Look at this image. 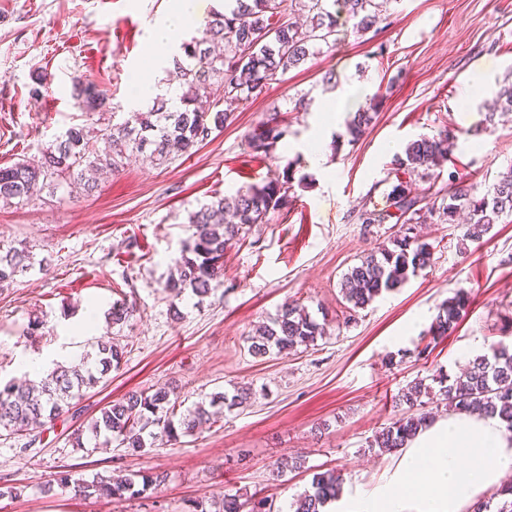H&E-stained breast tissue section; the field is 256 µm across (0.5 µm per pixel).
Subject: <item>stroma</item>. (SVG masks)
<instances>
[{
    "label": "stroma",
    "mask_w": 512,
    "mask_h": 512,
    "mask_svg": "<svg viewBox=\"0 0 512 512\" xmlns=\"http://www.w3.org/2000/svg\"><path fill=\"white\" fill-rule=\"evenodd\" d=\"M174 0H0V167L54 141L70 125L96 128L81 111L73 79L96 83L118 118L132 112V76L162 70L149 48L151 28ZM387 28L355 34L340 21L335 45L289 70L256 99L239 104L233 121L174 163L131 160L91 191H58L19 207L0 204V240L32 246L47 258L44 271L19 276L0 290V379H21L23 358L46 363L79 359L86 343L113 337L124 357L106 381L68 413L47 424L31 451L0 437V486L21 488L0 498V512H190L195 500L227 494L272 500L278 512L309 489L313 472L343 478V497L372 489L398 452L369 450L376 432L401 414L394 397L417 378L460 374L475 356L490 353L512 317V216L482 240L459 250L461 228L438 218L422 225L434 245L431 266L402 288L377 297L344 323L340 280L365 249L388 244L393 221L365 224L367 211L387 206L397 180L415 194L447 188L449 177L488 188L512 164V119L481 125V106L512 74V0H390ZM332 74L334 86L323 82ZM383 103L356 144L343 127H328L336 108L349 119L374 94ZM312 99L298 112L300 95ZM290 134L273 155L247 146L270 112ZM448 128L458 138L438 174L408 178L395 154L423 136ZM320 138L329 164L325 179L301 162L300 148ZM298 175L288 208L254 225L245 242L224 254V284L205 297L171 302L163 284L192 230L190 211L215 195L277 176L289 160ZM472 303L457 331L426 357L425 335L441 303L458 289ZM135 304L130 323L108 327L114 301ZM297 301L325 334L316 346L291 353L250 354V339L281 305ZM100 317L87 323L89 308ZM40 319L39 337L26 336ZM250 386L242 407L182 443L148 448H72L71 433L108 402L131 390L176 389L186 403ZM301 455L304 469L274 478L281 459ZM83 478L136 471L167 473L157 491L123 501L81 498L53 486L61 467Z\"/></svg>",
    "instance_id": "35a3bbf8"
}]
</instances>
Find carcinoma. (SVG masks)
Masks as SVG:
<instances>
[{
	"instance_id": "obj_1",
	"label": "carcinoma",
	"mask_w": 512,
	"mask_h": 512,
	"mask_svg": "<svg viewBox=\"0 0 512 512\" xmlns=\"http://www.w3.org/2000/svg\"><path fill=\"white\" fill-rule=\"evenodd\" d=\"M339 13L353 21L355 32L362 35L382 21L376 0H227L224 11L213 12L206 21L201 37L181 43L183 57L173 56L181 78L180 89L169 98L155 96L146 108L130 113L120 123L107 122V97L96 84L75 80L78 106L98 113L99 119L105 121L101 132L108 147L103 152L97 150L85 126H70L51 144L37 148L33 157L0 167V200L29 205L45 191L53 195L65 185L85 180L88 172L100 176L115 173L132 155L158 166L172 163L208 143L214 131L231 121L241 102L258 98L289 70L320 54L323 48H331ZM379 103L380 100L371 99L368 107L358 108L346 122L343 137L348 143L358 142L366 133ZM498 111L512 112V84L501 86L483 123L494 124ZM286 137L288 123L273 116L249 136L247 145L253 152L267 156ZM455 141L456 136L445 128L407 144L403 154L395 155L394 164L409 174L428 176L448 160ZM296 165L297 161H290L282 175L230 198L215 196L189 213L191 238L163 285L174 314H179L176 300L185 290L202 299L223 284L224 252L228 246L244 240L252 225L268 223L270 213L288 206ZM388 200L395 214L366 212L362 223L381 224L394 217L400 227L390 239L391 246L365 253L340 281L347 309L353 312L366 308L382 293L403 286L431 265L432 244L413 232L422 210L438 214L448 224L466 215L464 241L482 239L503 216L512 215V163L484 194L478 193L474 183L455 178L446 192L434 193L425 204L411 195L402 182L393 187ZM34 267L31 250L25 246L7 247L0 241V290ZM469 305L470 295L464 290L442 303L427 332L430 343L418 355L426 353L430 344L452 335ZM134 312V306L118 300L108 313L110 323L123 325ZM323 334L322 325L306 308L291 302L281 306L270 323L259 328L250 350L255 356L273 350L296 351L301 346L315 345ZM92 348L95 354H85L78 363L61 364L37 383L0 381V432L25 436L27 444H33L46 422L69 412L74 401L82 399L87 390L120 365L123 350L112 341L98 340ZM433 382L439 385V395L448 410L481 411L497 417L505 430L512 432V343L500 341L492 347L491 354L470 361L462 375L452 378L440 373ZM431 394L432 387L425 379L417 378L401 390L397 401L411 410L426 405ZM250 397L248 387L237 389L231 396L218 391L182 411V402L169 390L132 391L101 408L88 430L104 437L107 443H117L128 454L137 455L146 448L175 445L181 438L195 435L204 426L217 422L211 409L225 406L231 410ZM423 427V416L412 413L399 417L383 427L368 448H403ZM165 480L166 476L156 471L129 476L98 474L86 480L75 477L69 468L57 471L53 478L57 485L71 487L85 498L109 501L155 492ZM340 485L339 476L330 471L313 473L311 488L294 502V512H320L327 502L336 499ZM493 497L499 499L496 512H512L511 483L498 488Z\"/></svg>"
}]
</instances>
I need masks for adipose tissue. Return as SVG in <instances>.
Listing matches in <instances>:
<instances>
[{
	"label": "adipose tissue",
	"mask_w": 512,
	"mask_h": 512,
	"mask_svg": "<svg viewBox=\"0 0 512 512\" xmlns=\"http://www.w3.org/2000/svg\"><path fill=\"white\" fill-rule=\"evenodd\" d=\"M197 16L196 0H176L150 37L159 57ZM509 474L512 433L495 417L455 415L420 429L380 483L341 512H461Z\"/></svg>",
	"instance_id": "adipose-tissue-1"
}]
</instances>
